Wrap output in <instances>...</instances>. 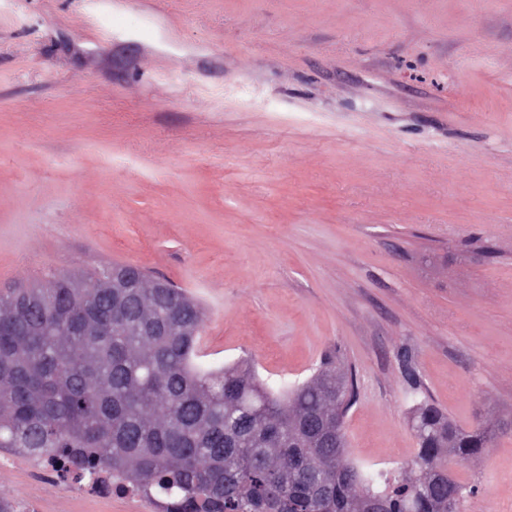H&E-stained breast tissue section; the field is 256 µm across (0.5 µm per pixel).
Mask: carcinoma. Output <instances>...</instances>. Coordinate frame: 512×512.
<instances>
[{
    "instance_id": "carcinoma-1",
    "label": "carcinoma",
    "mask_w": 512,
    "mask_h": 512,
    "mask_svg": "<svg viewBox=\"0 0 512 512\" xmlns=\"http://www.w3.org/2000/svg\"><path fill=\"white\" fill-rule=\"evenodd\" d=\"M85 281L0 294V448L175 493L192 512H448L474 492L448 458L481 455L495 434L484 424L465 430L418 403L416 460L389 479L308 424L343 429L354 378L337 358L271 385L247 359L202 360L203 313L182 289L150 288L156 277L124 264Z\"/></svg>"
}]
</instances>
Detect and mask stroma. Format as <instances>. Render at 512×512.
Masks as SVG:
<instances>
[{
    "label": "stroma",
    "mask_w": 512,
    "mask_h": 512,
    "mask_svg": "<svg viewBox=\"0 0 512 512\" xmlns=\"http://www.w3.org/2000/svg\"><path fill=\"white\" fill-rule=\"evenodd\" d=\"M115 263L208 361L351 367L362 466L512 420V0H0V290ZM448 469L512 512V429Z\"/></svg>",
    "instance_id": "35a3bbf8"
}]
</instances>
